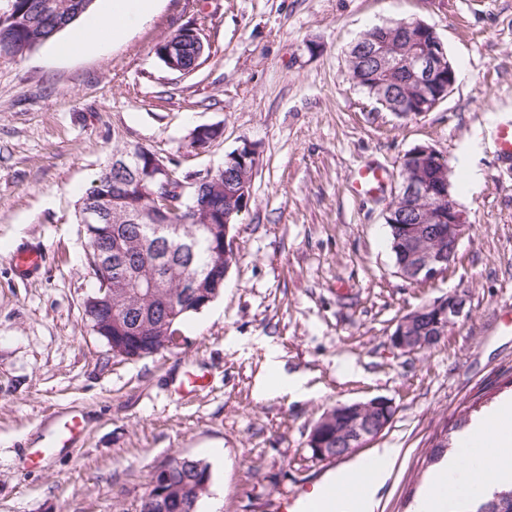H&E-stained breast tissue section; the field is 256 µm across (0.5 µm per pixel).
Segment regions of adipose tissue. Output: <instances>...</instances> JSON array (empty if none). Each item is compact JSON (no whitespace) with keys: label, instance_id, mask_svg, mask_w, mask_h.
<instances>
[{"label":"adipose tissue","instance_id":"adipose-tissue-1","mask_svg":"<svg viewBox=\"0 0 512 512\" xmlns=\"http://www.w3.org/2000/svg\"><path fill=\"white\" fill-rule=\"evenodd\" d=\"M155 0H112L109 9L94 23L105 37L120 39L153 9ZM512 399L506 400L470 424L458 441L460 451L448 456L432 475L414 512H466L495 488L512 484ZM398 454L381 449L367 476L358 469L336 475L337 494L325 488L307 496L309 512H374L376 494L386 481Z\"/></svg>","mask_w":512,"mask_h":512}]
</instances>
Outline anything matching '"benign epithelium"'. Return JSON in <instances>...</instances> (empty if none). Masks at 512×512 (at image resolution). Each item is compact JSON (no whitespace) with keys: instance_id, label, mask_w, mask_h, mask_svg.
<instances>
[{"instance_id":"obj_1","label":"benign epithelium","mask_w":512,"mask_h":512,"mask_svg":"<svg viewBox=\"0 0 512 512\" xmlns=\"http://www.w3.org/2000/svg\"><path fill=\"white\" fill-rule=\"evenodd\" d=\"M430 31L431 26L416 19L387 22L381 36L374 38L365 33L351 44L349 58L370 65L377 76L397 71L409 77L418 85L424 105L433 109L452 92L456 79L441 40H425ZM444 70L448 71L445 85L439 82V73ZM419 157L440 162L443 155L427 144L417 145L403 155L399 190L386 209L385 222L402 212L408 215L406 234L397 242L402 253L397 274L410 283L427 284L448 274L470 224L450 192V167L442 168L445 177L427 182L414 174V165L409 163ZM444 221L448 227L438 229ZM464 308V299L454 293L425 309L408 312L397 320L390 334L392 347L410 354L436 346L448 327L463 317ZM328 414L336 415L342 430L328 448L320 447L316 439L307 441L312 457L320 462L342 460L374 443L392 422L395 408L392 400L377 396L366 402L338 404ZM172 469L164 465L153 474L152 499L157 509L164 507L162 487Z\"/></svg>"}]
</instances>
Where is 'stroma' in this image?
<instances>
[{"label": "stroma", "instance_id": "1", "mask_svg": "<svg viewBox=\"0 0 512 512\" xmlns=\"http://www.w3.org/2000/svg\"><path fill=\"white\" fill-rule=\"evenodd\" d=\"M403 17L433 27L458 68L448 98L416 118L368 99L345 55L367 25ZM184 27L205 54L173 73L155 46ZM65 39L22 57L0 49V512H138L156 469L211 448L223 452L210 464L216 512H275L379 447L400 455L375 512H411L446 428L512 395V176L494 145L501 117L512 118V0H157L123 40L64 56ZM211 124L222 138L188 152L191 130ZM246 141L260 164L223 292L177 348L112 356L83 321L95 284L81 193L118 146L147 147L182 176ZM419 144L452 172L465 161L482 174L456 189L472 229L447 275L425 285L396 272L391 194L348 190L368 163L397 175ZM36 241L45 268L19 281L11 257ZM452 293L466 314L440 344L392 348L397 319ZM270 344L306 395L258 393ZM200 370L196 391L176 394ZM377 396L395 414L375 447L312 459L306 442L323 413ZM68 410L86 414L84 438L25 469Z\"/></svg>", "mask_w": 512, "mask_h": 512}]
</instances>
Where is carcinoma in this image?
I'll list each match as a JSON object with an SVG mask.
<instances>
[{
	"instance_id": "obj_1",
	"label": "carcinoma",
	"mask_w": 512,
	"mask_h": 512,
	"mask_svg": "<svg viewBox=\"0 0 512 512\" xmlns=\"http://www.w3.org/2000/svg\"><path fill=\"white\" fill-rule=\"evenodd\" d=\"M95 0H0V48L16 56L30 53L71 28L89 13ZM159 59L172 57L185 70L198 58V48L176 33L155 49ZM392 109L420 112V94L413 86L392 84ZM127 162L111 161L84 190L77 203L78 216L96 208L103 219L85 224L88 272L97 297L112 289V322L94 319L98 307L84 301V318L112 337V356L124 351L139 358L166 349L164 343L180 335L181 327L194 314L214 301L224 288L226 269L233 252L226 250L232 224L224 223L228 192L249 178L250 167L224 159V167L196 174V187L186 196L179 212L164 218L157 212L153 194L168 185H179L173 169L160 172L156 153L134 146ZM169 220L182 226L185 249L165 238H149L144 228ZM210 471L199 459L176 468L165 486L164 512H197L207 494ZM496 504L501 512H512V485L496 489L472 512H487Z\"/></svg>"
}]
</instances>
